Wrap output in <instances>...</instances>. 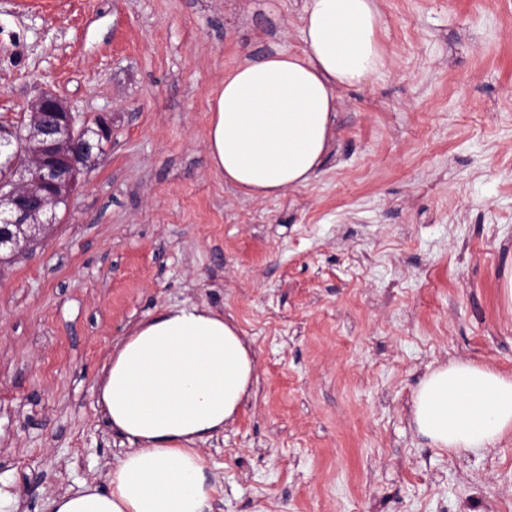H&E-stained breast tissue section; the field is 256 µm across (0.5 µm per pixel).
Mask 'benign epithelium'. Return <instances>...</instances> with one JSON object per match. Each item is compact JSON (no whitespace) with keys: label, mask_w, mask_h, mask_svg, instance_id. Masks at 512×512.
<instances>
[{"label":"benign epithelium","mask_w":512,"mask_h":512,"mask_svg":"<svg viewBox=\"0 0 512 512\" xmlns=\"http://www.w3.org/2000/svg\"><path fill=\"white\" fill-rule=\"evenodd\" d=\"M29 111L23 128L0 130V169L16 176L0 183V251L13 254L30 248L44 217L74 189L80 161L102 153L111 137L104 118L96 137L84 136L80 116L52 94L35 98Z\"/></svg>","instance_id":"obj_1"}]
</instances>
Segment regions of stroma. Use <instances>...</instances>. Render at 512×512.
I'll return each mask as SVG.
<instances>
[{"instance_id":"obj_1","label":"stroma","mask_w":512,"mask_h":512,"mask_svg":"<svg viewBox=\"0 0 512 512\" xmlns=\"http://www.w3.org/2000/svg\"><path fill=\"white\" fill-rule=\"evenodd\" d=\"M300 0H0V128L45 92L111 138L31 251L0 262V479L23 512L129 449L96 394L164 307L222 312L254 395L201 442L212 512H512V440L460 457L410 420L451 359L512 375V0H380L390 64L277 198L213 172L243 55L303 48Z\"/></svg>"}]
</instances>
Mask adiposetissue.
I'll return each mask as SVG.
<instances>
[{"label":"adipose tissue","mask_w":512,"mask_h":512,"mask_svg":"<svg viewBox=\"0 0 512 512\" xmlns=\"http://www.w3.org/2000/svg\"><path fill=\"white\" fill-rule=\"evenodd\" d=\"M379 0H302L299 53L242 58L224 72L209 118L212 168L244 196L307 185L333 139L341 92L387 66ZM254 358L220 313L162 308L135 324L99 371L98 401L130 448L103 484L47 502L48 512H209L214 486L198 442L250 400ZM411 420L431 447L462 456L512 436V376L471 361L429 368Z\"/></svg>","instance_id":"obj_1"}]
</instances>
